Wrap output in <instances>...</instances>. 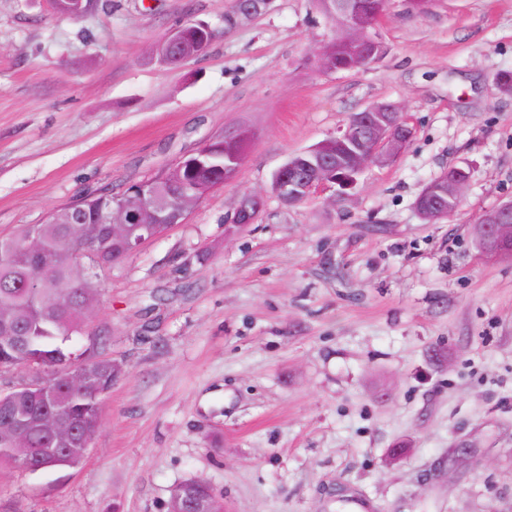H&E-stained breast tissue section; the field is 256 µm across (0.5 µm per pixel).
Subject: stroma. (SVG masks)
<instances>
[{
	"label": "stroma",
	"mask_w": 512,
	"mask_h": 512,
	"mask_svg": "<svg viewBox=\"0 0 512 512\" xmlns=\"http://www.w3.org/2000/svg\"><path fill=\"white\" fill-rule=\"evenodd\" d=\"M0 0V236L84 190L122 193L228 129L235 176L101 278L94 323L123 366L76 468L0 467V512H167L199 477L226 512H512V258L474 228L512 199V0H390L382 56L317 63L316 0ZM207 23L179 66L153 47ZM397 105L415 129L344 197L283 204L272 177L349 116ZM470 170L429 223L427 184ZM262 196L253 224L226 218Z\"/></svg>",
	"instance_id": "obj_1"
}]
</instances>
